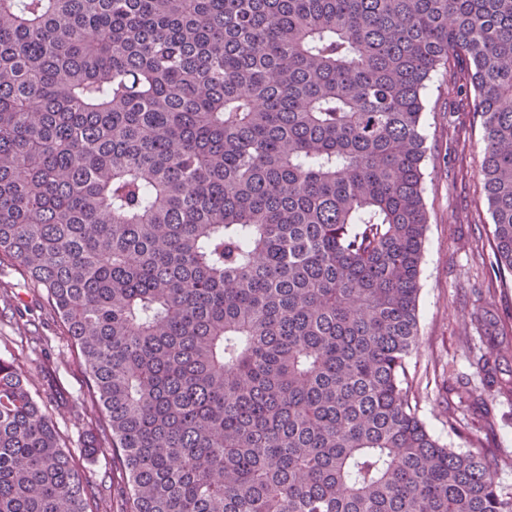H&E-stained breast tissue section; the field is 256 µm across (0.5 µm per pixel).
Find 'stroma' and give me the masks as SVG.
<instances>
[{"label": "stroma", "mask_w": 512, "mask_h": 512, "mask_svg": "<svg viewBox=\"0 0 512 512\" xmlns=\"http://www.w3.org/2000/svg\"><path fill=\"white\" fill-rule=\"evenodd\" d=\"M422 133L428 147L423 197L429 223L420 267L418 344L406 363L421 419L442 444L467 451L477 436L492 450L489 465L502 493L512 494V395L487 391L477 362L512 377V336L498 348L482 342L471 319L487 312L512 321V282L488 271L492 218L480 180L483 121L474 90H459L452 71L439 70L424 91ZM0 355L28 374L44 371L35 397L71 449L95 422L85 408L88 377L46 292L9 259L0 260ZM456 418L462 432L448 426ZM96 498L94 512H125L128 489L111 449L81 458Z\"/></svg>", "instance_id": "35a3bbf8"}]
</instances>
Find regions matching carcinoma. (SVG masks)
I'll return each instance as SVG.
<instances>
[{
	"instance_id": "cac0c4a2",
	"label": "carcinoma",
	"mask_w": 512,
	"mask_h": 512,
	"mask_svg": "<svg viewBox=\"0 0 512 512\" xmlns=\"http://www.w3.org/2000/svg\"><path fill=\"white\" fill-rule=\"evenodd\" d=\"M459 63L512 275V0H0V255L81 352L126 512H512L406 376L423 92ZM0 512H91L1 356Z\"/></svg>"
}]
</instances>
